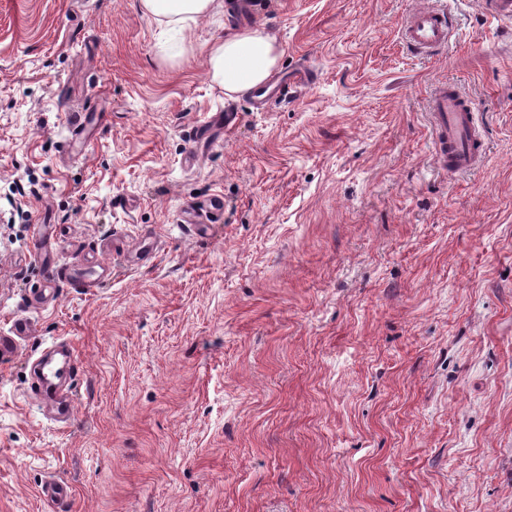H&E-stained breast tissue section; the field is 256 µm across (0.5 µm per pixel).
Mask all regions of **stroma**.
<instances>
[{"label": "stroma", "mask_w": 512, "mask_h": 512, "mask_svg": "<svg viewBox=\"0 0 512 512\" xmlns=\"http://www.w3.org/2000/svg\"><path fill=\"white\" fill-rule=\"evenodd\" d=\"M246 2L175 30L140 0H0V331L34 330L0 362V512H512V19ZM423 6L433 54L400 37ZM243 26L284 50L260 111L208 72ZM441 83L483 126L465 174L436 162ZM80 107L104 122L79 152ZM216 195L208 233L181 223ZM38 224L111 280L28 308ZM68 342L65 429L30 383Z\"/></svg>", "instance_id": "obj_1"}]
</instances>
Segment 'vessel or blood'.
<instances>
[{"label": "vessel or blood", "mask_w": 512, "mask_h": 512, "mask_svg": "<svg viewBox=\"0 0 512 512\" xmlns=\"http://www.w3.org/2000/svg\"><path fill=\"white\" fill-rule=\"evenodd\" d=\"M448 33V15L441 9L416 10L404 26L406 44L420 52L446 47ZM429 111L435 133V153L442 168L456 173L474 167L484 152V145L477 133L476 115L472 108L459 94L443 86L431 96ZM51 236L49 225L41 224L29 242L31 254L39 261L43 289L53 291L64 283L74 288L98 287L104 275L96 269H69L48 260ZM32 333L28 319H14L8 332L0 335V356L5 358L16 353L18 339Z\"/></svg>", "instance_id": "vessel-or-blood-1"}]
</instances>
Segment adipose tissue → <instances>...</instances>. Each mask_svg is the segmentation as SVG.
<instances>
[{
    "instance_id": "adipose-tissue-1",
    "label": "adipose tissue",
    "mask_w": 512,
    "mask_h": 512,
    "mask_svg": "<svg viewBox=\"0 0 512 512\" xmlns=\"http://www.w3.org/2000/svg\"><path fill=\"white\" fill-rule=\"evenodd\" d=\"M146 14L166 25L182 27L213 9L224 8V0H141ZM283 50L275 35L265 29L235 30L212 43L208 64L214 81L225 94H243L263 86L276 67Z\"/></svg>"
}]
</instances>
